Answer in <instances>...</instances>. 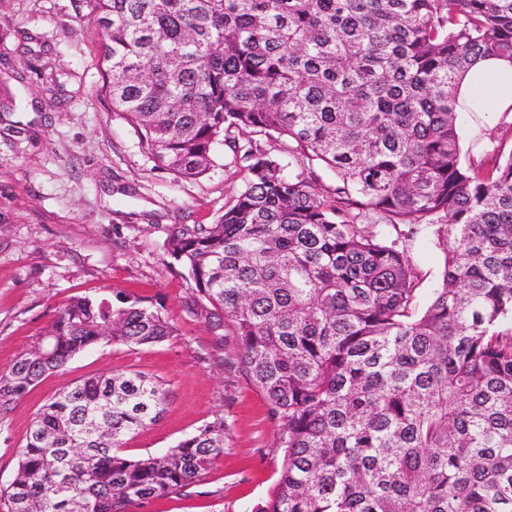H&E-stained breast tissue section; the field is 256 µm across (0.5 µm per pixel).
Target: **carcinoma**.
Listing matches in <instances>:
<instances>
[{
	"label": "carcinoma",
	"mask_w": 512,
	"mask_h": 512,
	"mask_svg": "<svg viewBox=\"0 0 512 512\" xmlns=\"http://www.w3.org/2000/svg\"><path fill=\"white\" fill-rule=\"evenodd\" d=\"M89 2L102 91L155 166L196 179L229 151L245 171L215 223L173 224L163 249L280 427L256 512H512V152L462 163L454 92L472 60L512 63V0ZM417 236L444 258L420 311ZM175 335L144 298L75 296L0 374V412L103 341ZM166 398L139 372L59 393L0 489L6 512H129L202 484L221 420L123 452Z\"/></svg>",
	"instance_id": "cac0c4a2"
}]
</instances>
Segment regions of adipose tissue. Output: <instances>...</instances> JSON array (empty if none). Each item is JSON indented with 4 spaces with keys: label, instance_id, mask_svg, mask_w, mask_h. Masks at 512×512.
<instances>
[{
    "label": "adipose tissue",
    "instance_id": "adipose-tissue-1",
    "mask_svg": "<svg viewBox=\"0 0 512 512\" xmlns=\"http://www.w3.org/2000/svg\"><path fill=\"white\" fill-rule=\"evenodd\" d=\"M457 98L464 109L481 101L491 119L512 115V64L493 56L476 59L459 84Z\"/></svg>",
    "mask_w": 512,
    "mask_h": 512
}]
</instances>
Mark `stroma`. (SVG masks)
<instances>
[{"mask_svg":"<svg viewBox=\"0 0 512 512\" xmlns=\"http://www.w3.org/2000/svg\"><path fill=\"white\" fill-rule=\"evenodd\" d=\"M87 0H0V371L34 345L71 297L119 290L148 298L177 336L150 349L101 343L46 377L0 414V485L14 475L35 413L68 386L105 372L163 380L160 418L125 452H165L205 422H224V454L204 484L133 512H251L277 484L279 430L263 391L218 363L209 328L184 307L189 283L162 243L173 224H211L240 168L216 157L196 180L156 168L134 128L101 95L103 67ZM42 45L27 53L29 40ZM506 119L468 117L461 158L478 133L512 151ZM423 295L441 282L443 255L427 238L409 251Z\"/></svg>","mask_w":512,"mask_h":512,"instance_id":"stroma-1","label":"stroma"}]
</instances>
